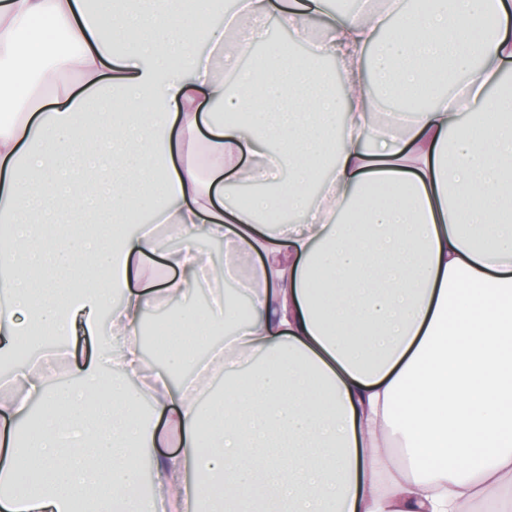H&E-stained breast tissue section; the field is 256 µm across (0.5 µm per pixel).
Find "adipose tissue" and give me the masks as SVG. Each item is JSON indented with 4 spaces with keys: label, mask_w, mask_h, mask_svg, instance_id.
<instances>
[{
    "label": "adipose tissue",
    "mask_w": 512,
    "mask_h": 512,
    "mask_svg": "<svg viewBox=\"0 0 512 512\" xmlns=\"http://www.w3.org/2000/svg\"><path fill=\"white\" fill-rule=\"evenodd\" d=\"M271 21L306 52L240 67ZM511 21L507 0H240L230 28L211 0H0V512H512ZM91 111L110 143L79 138ZM201 291L179 322L224 335L205 406L196 350L156 370L138 341ZM37 326L96 334L74 384L15 362Z\"/></svg>",
    "instance_id": "1"
}]
</instances>
